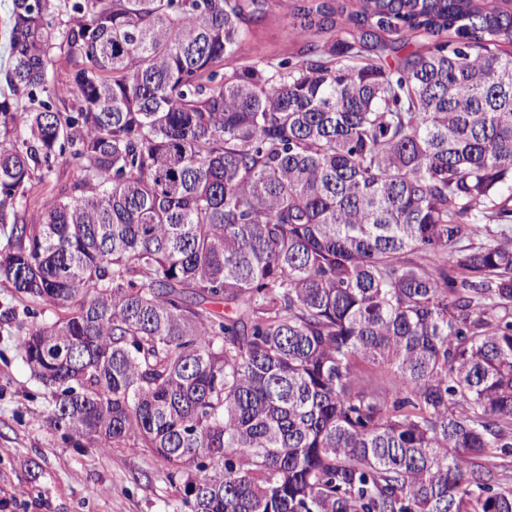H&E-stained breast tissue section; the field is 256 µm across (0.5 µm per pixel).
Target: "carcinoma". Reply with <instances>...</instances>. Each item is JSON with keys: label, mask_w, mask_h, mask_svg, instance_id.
Masks as SVG:
<instances>
[{"label": "carcinoma", "mask_w": 512, "mask_h": 512, "mask_svg": "<svg viewBox=\"0 0 512 512\" xmlns=\"http://www.w3.org/2000/svg\"><path fill=\"white\" fill-rule=\"evenodd\" d=\"M266 2L12 0L46 423L186 512H512V0H280L301 48L243 63Z\"/></svg>", "instance_id": "obj_1"}]
</instances>
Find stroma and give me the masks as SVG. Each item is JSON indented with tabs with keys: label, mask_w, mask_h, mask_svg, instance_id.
Returning a JSON list of instances; mask_svg holds the SVG:
<instances>
[{
	"label": "stroma",
	"mask_w": 512,
	"mask_h": 512,
	"mask_svg": "<svg viewBox=\"0 0 512 512\" xmlns=\"http://www.w3.org/2000/svg\"><path fill=\"white\" fill-rule=\"evenodd\" d=\"M293 17L270 0L244 57L294 56ZM0 512H173L183 491L147 448H75L45 424L48 403L20 346L27 305L0 284Z\"/></svg>",
	"instance_id": "35a3bbf8"
}]
</instances>
